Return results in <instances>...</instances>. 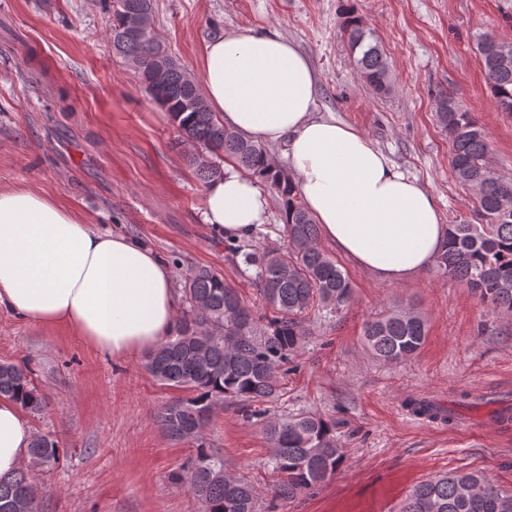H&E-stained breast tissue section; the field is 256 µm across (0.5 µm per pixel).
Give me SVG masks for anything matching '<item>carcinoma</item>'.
I'll use <instances>...</instances> for the list:
<instances>
[{"mask_svg": "<svg viewBox=\"0 0 512 512\" xmlns=\"http://www.w3.org/2000/svg\"><path fill=\"white\" fill-rule=\"evenodd\" d=\"M151 0H110L108 32L116 52L133 63L143 86L155 89L153 100L171 117L181 141L200 151L188 156L198 178L207 183L222 175L204 161L207 151L233 159L267 187L278 200L287 244L267 249L243 241L231 251L255 270L252 283L264 309L249 306L239 291L208 266L181 276L183 311L175 335L147 358L146 369L163 386L186 395L170 401L157 414L161 430L175 441L196 444L194 454L176 472L204 506V512H257V490L244 476L224 471V458L207 446L203 431L211 414L224 404L246 407V417L267 414L261 406L287 394L283 376L308 335L311 314L333 318L353 297L349 278L316 245L317 224L296 192L284 167L272 164L266 149L224 126L209 109L195 81L170 57L156 63L162 43L124 37L132 11L145 12ZM342 32L361 77L376 94L390 90L389 66L363 18L350 11ZM499 40L480 36L476 48L486 82L502 112L512 113V61L493 64ZM436 115L448 134L450 167L458 183L475 195L476 223L447 225V243L437 260L438 272L465 283L494 313L512 314V178L492 162L490 146L473 113L446 94L436 98ZM427 323L412 309L393 310L365 324L363 343L384 362H398L425 343ZM11 398L33 413L43 407L32 372L25 365L0 362V398ZM421 416L445 422L451 416L422 400L409 402ZM269 463L277 479L272 497L292 498L334 475L343 464L335 424L321 416L275 415L263 422ZM65 449L53 437L35 436L29 462L0 476V512H38L33 469L51 470ZM399 512H512V498L477 472H445L416 484Z\"/></svg>", "mask_w": 512, "mask_h": 512, "instance_id": "1", "label": "carcinoma"}]
</instances>
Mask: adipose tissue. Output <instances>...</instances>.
Returning a JSON list of instances; mask_svg holds the SVG:
<instances>
[{
    "instance_id": "adipose-tissue-1",
    "label": "adipose tissue",
    "mask_w": 512,
    "mask_h": 512,
    "mask_svg": "<svg viewBox=\"0 0 512 512\" xmlns=\"http://www.w3.org/2000/svg\"><path fill=\"white\" fill-rule=\"evenodd\" d=\"M198 70L226 127L285 144L293 183L326 243L388 282L434 265L446 241L435 198L367 135L319 111L312 63L295 43L230 31L205 44ZM268 206L257 181L228 163L206 186L204 221L238 241L264 224ZM178 302L169 264L139 240L88 224L48 196L0 190V309L127 358L171 336ZM33 439L25 409L1 398L0 475L23 466Z\"/></svg>"
}]
</instances>
